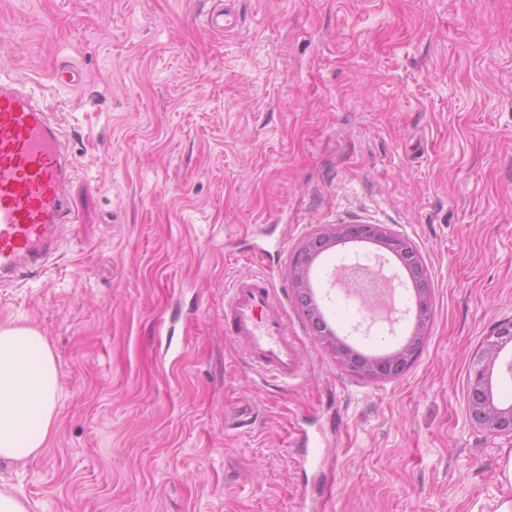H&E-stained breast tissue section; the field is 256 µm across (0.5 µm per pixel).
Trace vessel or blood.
<instances>
[{
  "label": "vessel or blood",
  "mask_w": 512,
  "mask_h": 512,
  "mask_svg": "<svg viewBox=\"0 0 512 512\" xmlns=\"http://www.w3.org/2000/svg\"><path fill=\"white\" fill-rule=\"evenodd\" d=\"M236 0H214L208 28L229 36L241 26ZM79 169L48 112L0 78V281L34 278L55 260L59 233L73 224L69 192ZM224 333L250 364L272 378H298L299 347L288 331L279 293L264 278L238 279L224 301Z\"/></svg>",
  "instance_id": "obj_1"
}]
</instances>
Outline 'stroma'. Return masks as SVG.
Segmentation results:
<instances>
[{
	"mask_svg": "<svg viewBox=\"0 0 512 512\" xmlns=\"http://www.w3.org/2000/svg\"><path fill=\"white\" fill-rule=\"evenodd\" d=\"M211 6L0 0V73L38 82L81 168L60 260L0 288V325L36 328L62 386L46 448L0 483L35 512H497L512 436L472 424L468 391L512 320V0H239L231 38ZM63 62L75 85L51 80ZM333 224L387 225L422 256L431 317L394 381L352 373L292 283ZM385 253L333 245L310 272L311 306L370 357L413 333L414 289L391 330L330 275ZM254 273L300 347L285 387L224 334Z\"/></svg>",
	"mask_w": 512,
	"mask_h": 512,
	"instance_id": "obj_1",
	"label": "stroma"
}]
</instances>
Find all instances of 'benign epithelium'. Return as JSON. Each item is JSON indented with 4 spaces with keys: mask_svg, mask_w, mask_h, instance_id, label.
<instances>
[{
    "mask_svg": "<svg viewBox=\"0 0 512 512\" xmlns=\"http://www.w3.org/2000/svg\"><path fill=\"white\" fill-rule=\"evenodd\" d=\"M318 237L331 243L344 240L377 242L394 253L403 263L411 266L422 264V258L412 242L405 236L391 231L384 224H336ZM311 257L306 247H301L294 261L291 277L297 287L307 285ZM365 267L359 263L348 267V284L357 290L367 287ZM430 313L428 289H419L416 304L415 331L409 341L394 352L379 359L347 361L348 368L360 376L396 380L411 367L417 354L411 344L422 335L423 322ZM512 344V320L498 324L487 338L483 352L475 358L471 371L469 413L471 421L491 435H512V405L501 406L494 400L491 376L500 354Z\"/></svg>",
    "mask_w": 512,
    "mask_h": 512,
    "instance_id": "7a95c632",
    "label": "benign epithelium"
}]
</instances>
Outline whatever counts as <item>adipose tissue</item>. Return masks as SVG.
Instances as JSON below:
<instances>
[{
  "label": "adipose tissue",
  "mask_w": 512,
  "mask_h": 512,
  "mask_svg": "<svg viewBox=\"0 0 512 512\" xmlns=\"http://www.w3.org/2000/svg\"><path fill=\"white\" fill-rule=\"evenodd\" d=\"M60 395L59 367L46 339L30 327L1 326L0 464L40 454Z\"/></svg>",
  "instance_id": "adipose-tissue-1"
}]
</instances>
